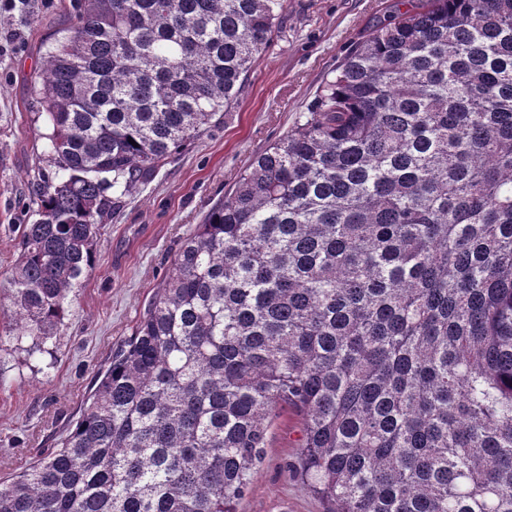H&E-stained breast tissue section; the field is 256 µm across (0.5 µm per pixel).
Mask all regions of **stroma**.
I'll use <instances>...</instances> for the list:
<instances>
[{
  "instance_id": "35a3bbf8",
  "label": "stroma",
  "mask_w": 512,
  "mask_h": 512,
  "mask_svg": "<svg viewBox=\"0 0 512 512\" xmlns=\"http://www.w3.org/2000/svg\"><path fill=\"white\" fill-rule=\"evenodd\" d=\"M70 0H23L0 28V332L8 331V277L37 184L53 167L36 91L43 56L73 24ZM394 0H288L271 46L253 64L224 121L208 127L98 228L94 267L71 294L46 353L0 342V480L48 453L65 434L113 350L141 321L182 241L239 174L303 116L346 51ZM303 421L282 411L235 512H325L291 466Z\"/></svg>"
}]
</instances>
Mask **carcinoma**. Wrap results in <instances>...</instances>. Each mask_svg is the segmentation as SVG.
<instances>
[{
  "instance_id": "cac0c4a2",
  "label": "carcinoma",
  "mask_w": 512,
  "mask_h": 512,
  "mask_svg": "<svg viewBox=\"0 0 512 512\" xmlns=\"http://www.w3.org/2000/svg\"><path fill=\"white\" fill-rule=\"evenodd\" d=\"M399 4L184 239L0 512H234L284 407L326 512H512V0ZM70 7L8 278L38 351L112 205L223 120L288 0Z\"/></svg>"
}]
</instances>
